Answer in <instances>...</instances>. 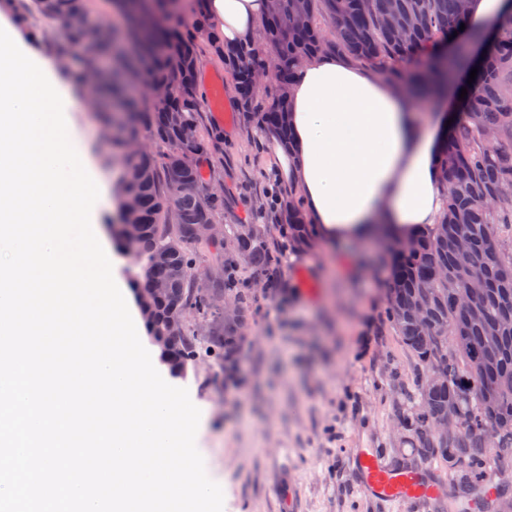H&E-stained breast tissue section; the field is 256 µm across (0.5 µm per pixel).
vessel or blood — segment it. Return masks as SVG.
Listing matches in <instances>:
<instances>
[{
    "label": "vessel or blood",
    "mask_w": 512,
    "mask_h": 512,
    "mask_svg": "<svg viewBox=\"0 0 512 512\" xmlns=\"http://www.w3.org/2000/svg\"><path fill=\"white\" fill-rule=\"evenodd\" d=\"M354 470L365 496L377 503L408 500L419 504L441 496V484L428 474L387 466L379 453L370 448L356 454Z\"/></svg>",
    "instance_id": "vessel-or-blood-1"
}]
</instances>
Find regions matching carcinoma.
I'll return each mask as SVG.
<instances>
[{
	"label": "carcinoma",
	"instance_id": "carcinoma-1",
	"mask_svg": "<svg viewBox=\"0 0 512 512\" xmlns=\"http://www.w3.org/2000/svg\"><path fill=\"white\" fill-rule=\"evenodd\" d=\"M14 16L50 28L53 54L80 60L81 74L103 73L99 85L106 128L121 150L148 133L151 153L124 155L117 188L118 217L112 237L118 247L136 238L140 270L136 293L155 282L167 292L139 305L147 335L170 336L169 369L184 377L203 356L211 358L223 382L234 384L240 372L248 316L256 309L254 286L276 274L260 225L235 224L236 247L224 239L202 240L196 226L216 221L224 197L203 182L197 163L208 136L199 122L203 99L196 83L197 41L206 38L232 67L246 106L257 83L246 66L263 67L264 52L280 62L275 78L280 92L251 118L259 128L288 139L285 88L306 57L335 50L361 63L381 57L409 58L443 40L425 68L409 73L414 96H430L442 81L478 69L465 85V122L452 125L440 153L448 200L438 229L389 245L392 279L386 319L398 331L416 361L420 409L403 418L419 442L425 461L442 458L460 472L464 490L481 478L488 450L512 459V11L493 37L467 27L464 0H280L262 20L266 49L252 43L226 47L188 23L184 0H112L127 25L102 24L87 0H7ZM492 42L480 59L471 48ZM186 182L191 189L178 185ZM281 229L288 245H310L305 210L288 194ZM467 240L465 263L457 252ZM215 267L208 279L199 268ZM482 280L473 313L456 301L467 278ZM425 295L427 312L419 320L405 316L406 305ZM232 300L240 316L226 321L220 303ZM437 368L448 377L435 380ZM456 408L459 432L436 439L433 424Z\"/></svg>",
	"mask_w": 512,
	"mask_h": 512
}]
</instances>
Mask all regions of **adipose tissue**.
<instances>
[{"mask_svg": "<svg viewBox=\"0 0 512 512\" xmlns=\"http://www.w3.org/2000/svg\"><path fill=\"white\" fill-rule=\"evenodd\" d=\"M269 0H204L203 15L236 45L252 37ZM441 94L451 110L421 119L405 86L374 64L319 53L289 87L290 138L277 163L303 198L310 221L330 247H379L433 231L446 204L439 154L447 121H462L459 88Z\"/></svg>", "mask_w": 512, "mask_h": 512, "instance_id": "obj_1", "label": "adipose tissue"}]
</instances>
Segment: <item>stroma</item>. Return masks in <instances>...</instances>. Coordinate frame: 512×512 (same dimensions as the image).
<instances>
[{
  "label": "stroma",
  "mask_w": 512,
  "mask_h": 512,
  "mask_svg": "<svg viewBox=\"0 0 512 512\" xmlns=\"http://www.w3.org/2000/svg\"><path fill=\"white\" fill-rule=\"evenodd\" d=\"M199 90L224 84V109L203 110L214 138L198 163L205 181L224 197L220 224H260L273 251L282 252L276 286L266 289L247 323L242 381L227 387L216 368L200 361L187 388L207 411L202 445L220 478L223 512H460V476L447 461L433 464L443 496L421 508L368 502L357 484L351 453L378 449L386 464L424 468L415 438L398 425L417 404L415 358L386 320L391 260L362 252L357 279L336 287L338 262L322 242L307 251L283 250L278 214L267 191L278 168L272 139L245 118L231 69L208 42L199 45ZM73 129L99 147L97 167L109 189L122 168L100 147V129L86 112L71 115Z\"/></svg>",
  "instance_id": "1"
}]
</instances>
